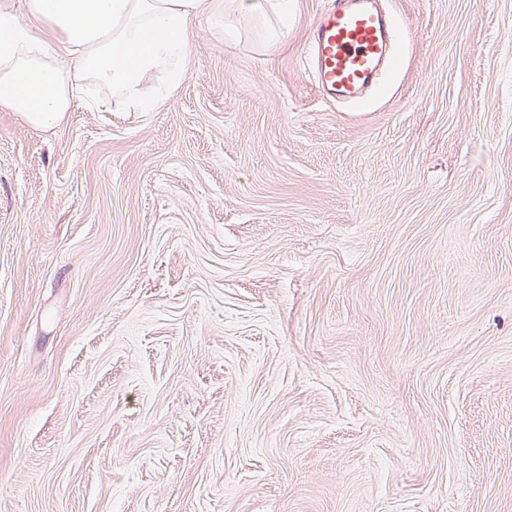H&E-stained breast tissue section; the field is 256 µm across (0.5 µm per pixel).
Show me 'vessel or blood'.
Instances as JSON below:
<instances>
[{"mask_svg": "<svg viewBox=\"0 0 512 512\" xmlns=\"http://www.w3.org/2000/svg\"><path fill=\"white\" fill-rule=\"evenodd\" d=\"M371 0H331L311 36L314 82L325 95L359 100L392 60L386 19Z\"/></svg>", "mask_w": 512, "mask_h": 512, "instance_id": "vessel-or-blood-1", "label": "vessel or blood"}]
</instances>
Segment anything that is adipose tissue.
<instances>
[{
  "instance_id": "ef3b65f1",
  "label": "adipose tissue",
  "mask_w": 512,
  "mask_h": 512,
  "mask_svg": "<svg viewBox=\"0 0 512 512\" xmlns=\"http://www.w3.org/2000/svg\"><path fill=\"white\" fill-rule=\"evenodd\" d=\"M204 0H25L0 13V109L50 129L89 86L116 112H152L183 82Z\"/></svg>"
}]
</instances>
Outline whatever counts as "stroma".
<instances>
[{"instance_id": "35a3bbf8", "label": "stroma", "mask_w": 512, "mask_h": 512, "mask_svg": "<svg viewBox=\"0 0 512 512\" xmlns=\"http://www.w3.org/2000/svg\"><path fill=\"white\" fill-rule=\"evenodd\" d=\"M195 24L154 112L0 109V512H512V0ZM313 29L314 82L324 95L357 101L392 61L386 19L371 0H330Z\"/></svg>"}]
</instances>
